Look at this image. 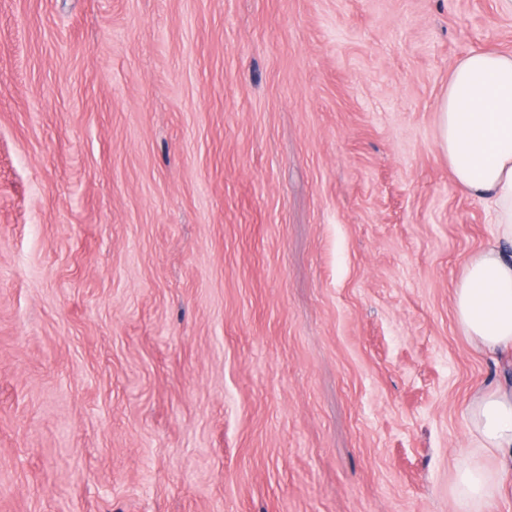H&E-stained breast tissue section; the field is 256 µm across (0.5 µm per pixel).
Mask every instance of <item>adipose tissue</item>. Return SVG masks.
Instances as JSON below:
<instances>
[{
    "instance_id": "1",
    "label": "adipose tissue",
    "mask_w": 512,
    "mask_h": 512,
    "mask_svg": "<svg viewBox=\"0 0 512 512\" xmlns=\"http://www.w3.org/2000/svg\"><path fill=\"white\" fill-rule=\"evenodd\" d=\"M437 145L460 189L482 202L495 241L469 256L455 288L459 329L490 351L512 350V53L476 51L464 57L436 106ZM479 444L458 469L454 512L498 498L512 473V388H489L468 407ZM492 454L496 470L483 463Z\"/></svg>"
}]
</instances>
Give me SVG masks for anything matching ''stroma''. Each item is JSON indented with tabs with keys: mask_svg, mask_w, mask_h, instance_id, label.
<instances>
[{
	"mask_svg": "<svg viewBox=\"0 0 512 512\" xmlns=\"http://www.w3.org/2000/svg\"><path fill=\"white\" fill-rule=\"evenodd\" d=\"M480 50L501 0H0V512H453Z\"/></svg>",
	"mask_w": 512,
	"mask_h": 512,
	"instance_id": "stroma-1",
	"label": "stroma"
}]
</instances>
